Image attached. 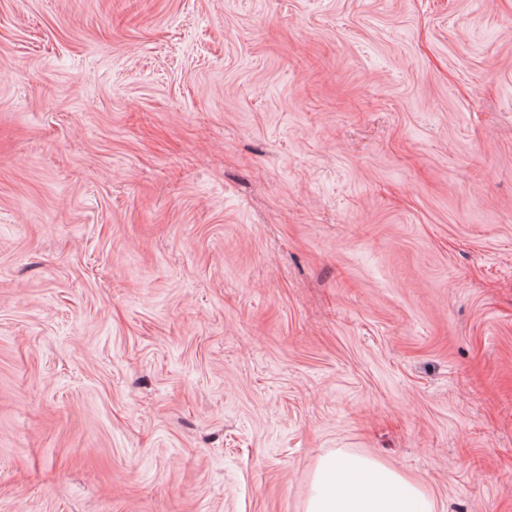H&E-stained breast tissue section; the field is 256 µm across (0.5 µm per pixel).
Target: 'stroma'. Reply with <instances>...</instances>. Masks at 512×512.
Here are the masks:
<instances>
[{
  "label": "stroma",
  "mask_w": 512,
  "mask_h": 512,
  "mask_svg": "<svg viewBox=\"0 0 512 512\" xmlns=\"http://www.w3.org/2000/svg\"><path fill=\"white\" fill-rule=\"evenodd\" d=\"M338 450L512 512V0H0V512Z\"/></svg>",
  "instance_id": "obj_1"
}]
</instances>
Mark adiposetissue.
<instances>
[{
    "mask_svg": "<svg viewBox=\"0 0 512 512\" xmlns=\"http://www.w3.org/2000/svg\"><path fill=\"white\" fill-rule=\"evenodd\" d=\"M305 512H434V504L394 468L340 450L319 460Z\"/></svg>",
    "mask_w": 512,
    "mask_h": 512,
    "instance_id": "1",
    "label": "adipose tissue"
}]
</instances>
